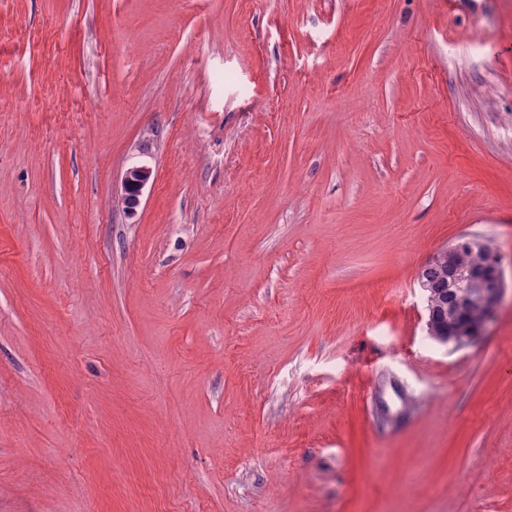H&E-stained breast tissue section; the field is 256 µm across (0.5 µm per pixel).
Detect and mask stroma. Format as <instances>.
I'll return each mask as SVG.
<instances>
[{
  "label": "stroma",
  "instance_id": "stroma-1",
  "mask_svg": "<svg viewBox=\"0 0 512 512\" xmlns=\"http://www.w3.org/2000/svg\"><path fill=\"white\" fill-rule=\"evenodd\" d=\"M462 234L511 285L512 0H0V512H512ZM153 171L145 164L129 167L122 180L123 194L127 198L126 211L129 215L136 212L141 203L144 190L152 178ZM480 237L462 235L443 249L440 255V252L436 254L437 257L430 262L425 272L430 288L434 289L433 293L429 291L421 275H418V287L425 294L429 291L426 311L432 312L441 320L445 317L448 320V327L442 328L435 323L432 316L427 317L428 335L439 344L460 345L481 336L486 321L497 310L504 296L506 285L503 277V255L492 242ZM442 259L446 260L448 268ZM461 270L466 271L468 282L478 288L484 305L485 316L479 323L470 322L467 316L465 303L468 295L460 293L456 296V291L469 289L459 288L467 285L464 278H458L453 283ZM448 276L451 284L448 283ZM455 298L459 307L455 316L448 319L452 316Z\"/></svg>",
  "mask_w": 512,
  "mask_h": 512
}]
</instances>
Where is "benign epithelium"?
<instances>
[{"label":"benign epithelium","instance_id":"benign-epithelium-1","mask_svg":"<svg viewBox=\"0 0 512 512\" xmlns=\"http://www.w3.org/2000/svg\"><path fill=\"white\" fill-rule=\"evenodd\" d=\"M153 171L146 164L128 168L122 180L123 194L127 198L126 211L132 215L141 203L144 190L152 178ZM446 260L448 276L456 279L460 271L467 273L468 282L478 288L485 316L491 317L499 307L506 285L503 277V255L490 241L470 235H462L448 245L440 254ZM458 309L448 320V326H438L432 317H427L426 326L431 339L442 345H460L482 335L485 321L470 322L467 316L468 295L456 296Z\"/></svg>","mask_w":512,"mask_h":512}]
</instances>
